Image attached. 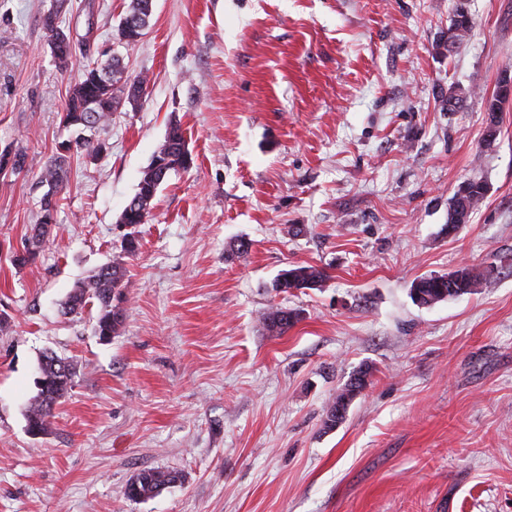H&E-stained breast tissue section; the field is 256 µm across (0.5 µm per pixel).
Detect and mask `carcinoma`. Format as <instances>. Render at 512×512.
<instances>
[{
    "label": "carcinoma",
    "instance_id": "carcinoma-1",
    "mask_svg": "<svg viewBox=\"0 0 512 512\" xmlns=\"http://www.w3.org/2000/svg\"><path fill=\"white\" fill-rule=\"evenodd\" d=\"M150 0H129L119 24L130 26L129 40L125 45L138 43L136 37L145 36L152 12L148 9ZM471 18L465 11L455 14L448 27V43L461 46L467 41L472 26ZM42 26L46 30L51 49L62 66H67L76 52V44L59 25V10H53L42 18ZM87 62L78 82L75 83L67 99L62 113V125L69 131L71 147L67 151L56 150V154L46 163L42 170V181L61 191L66 186L67 166L73 156L87 154L91 157L103 151V145L90 146L86 132L108 124L112 112L116 111L122 101L135 102L148 89V79L137 76L133 79L124 77L122 59L116 55L107 62L109 77H101V65L92 58L90 48H83ZM193 164L192 154L188 149L181 125L170 123L164 140L157 146L148 166L142 171L137 190L120 214L121 225L127 228L123 235V255H133L138 250V227L145 223L153 201L167 178L173 171L185 170ZM487 186L480 180L469 182L467 203L462 207L464 222L486 197ZM57 199L44 196L41 202L39 223L33 228L25 254L15 259V264L22 266L34 260L48 242V234L55 223ZM454 281L448 275L422 276L414 282L412 294L422 305L431 306L451 297L472 294L481 281L488 277V272L477 271L463 265L452 272ZM125 266L122 255L117 256L112 264L99 268L88 279L81 282L70 294L65 306V313L79 314L87 304L98 303V314L95 333L99 336H117L124 328L128 317V300L124 294ZM328 279L327 271L314 265H297L281 271L275 278L272 288L281 293L307 288H319ZM299 320L295 310L284 311L278 307L262 314L260 321L265 330L272 335L281 336ZM64 358L56 354H46L39 365L43 385L31 400L26 412L27 429L44 435L48 432L54 410L61 404L72 388L76 373L74 362H69L70 372L62 373L61 362ZM372 370L369 366L360 367L350 379L336 392V396L327 405L323 426L327 429L336 427V410L345 398L354 399L356 393L370 384ZM175 472L146 470L135 475L126 485L125 494L132 500L147 499L156 496L162 489L171 484Z\"/></svg>",
    "mask_w": 512,
    "mask_h": 512
}]
</instances>
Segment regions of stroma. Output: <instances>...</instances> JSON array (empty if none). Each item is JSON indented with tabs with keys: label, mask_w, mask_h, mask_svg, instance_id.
I'll list each match as a JSON object with an SVG mask.
<instances>
[{
	"label": "stroma",
	"mask_w": 512,
	"mask_h": 512,
	"mask_svg": "<svg viewBox=\"0 0 512 512\" xmlns=\"http://www.w3.org/2000/svg\"><path fill=\"white\" fill-rule=\"evenodd\" d=\"M122 3L0 0V151L25 155L0 169V512H512V101L483 141L485 99L512 73V0H155L128 47ZM55 8L149 88L96 130L98 159H71L49 242L19 267L82 64L51 51ZM460 9L474 28L452 53ZM173 120L194 163L141 225L129 317L104 343L97 307L62 304L120 254L116 220ZM471 178L488 193L449 234ZM240 240L248 256L230 258ZM464 263L496 272L414 302L417 278ZM296 265L330 278L272 291ZM276 306L301 313L281 336L260 322ZM46 351L77 370L35 438ZM364 365L371 384L325 430ZM149 469L183 480L128 499ZM371 376L372 370L367 365L360 367L350 376V379L336 392V396L325 409L323 418V426L325 428L333 429L336 427V417L338 416L340 418L345 415V411L342 408H339L336 412L341 401L345 398H349V402L351 403V401L370 384ZM356 391L357 394H355Z\"/></svg>",
	"instance_id": "obj_1"
}]
</instances>
